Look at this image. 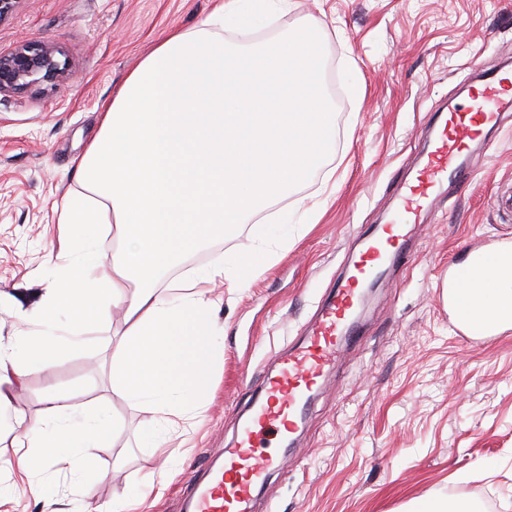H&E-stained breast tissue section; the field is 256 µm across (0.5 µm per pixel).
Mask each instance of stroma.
Listing matches in <instances>:
<instances>
[{
	"label": "stroma",
	"instance_id": "35a3bbf8",
	"mask_svg": "<svg viewBox=\"0 0 512 512\" xmlns=\"http://www.w3.org/2000/svg\"><path fill=\"white\" fill-rule=\"evenodd\" d=\"M252 30L266 40L322 20L323 66L338 78L328 99L335 152L291 197L249 216L225 239L183 256L176 278L222 253L274 249L270 225L296 199L322 203L318 223L288 225L289 246L260 276L225 299L224 359L203 422L163 451L138 429L152 414L110 397L112 322L88 328L80 355L27 375L0 412V457H14V415L38 424L53 393L105 405L119 425L114 447L96 449L90 495L52 471L19 477L17 512H41L62 493L79 512H110L116 487L140 499L137 512H186L189 478L205 476L280 355L298 344L319 303L344 277L352 254L395 208L420 161L435 113L462 102L478 70L512 65V0H289ZM216 0H21L0 22V52L41 41L69 62L65 79L0 99V343L39 330L37 305L55 288L61 229L55 209L78 191L76 164L96 135L102 105L151 50L158 35L208 15ZM360 96H353L351 82ZM471 180L444 186L424 215L408 261L388 264L345 344L337 367L308 404L286 463L258 494L256 512H408L429 496L470 502L478 512H512V331L464 337L442 299L451 268L472 252L512 242V107L466 159ZM183 459L175 474L165 456Z\"/></svg>",
	"mask_w": 512,
	"mask_h": 512
}]
</instances>
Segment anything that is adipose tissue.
<instances>
[{"instance_id":"1","label":"adipose tissue","mask_w":512,"mask_h":512,"mask_svg":"<svg viewBox=\"0 0 512 512\" xmlns=\"http://www.w3.org/2000/svg\"><path fill=\"white\" fill-rule=\"evenodd\" d=\"M269 2L223 0L192 27L162 34L105 103L78 166L82 191L58 211L75 258L41 306L44 333L0 347V408L21 378L83 351L86 329L112 308L122 328L112 336L109 391L152 412L140 429L146 443L165 447L169 426L203 416L224 357L220 288L240 285L243 272L262 274L275 255L219 257L167 285L163 271L287 198L334 152L338 135L321 92L327 47L317 24L262 44L225 41V25L249 29ZM103 224L116 231L108 253L92 240ZM465 266L464 287L444 289L449 307L466 310L463 328L483 336L512 330V243L473 252ZM62 308L69 317L60 335ZM117 434L104 409L55 394L42 426L23 428L19 465L29 474L55 467L84 482L92 449L113 447Z\"/></svg>"}]
</instances>
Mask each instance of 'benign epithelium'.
<instances>
[{
	"mask_svg": "<svg viewBox=\"0 0 512 512\" xmlns=\"http://www.w3.org/2000/svg\"><path fill=\"white\" fill-rule=\"evenodd\" d=\"M68 71L67 61L59 59V51L45 43H24L0 52V97H10L33 86L54 85Z\"/></svg>",
	"mask_w": 512,
	"mask_h": 512,
	"instance_id": "benign-epithelium-1",
	"label": "benign epithelium"
}]
</instances>
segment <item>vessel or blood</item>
I'll return each instance as SVG.
<instances>
[{"label":"vessel or blood","instance_id":"b4317fda","mask_svg":"<svg viewBox=\"0 0 512 512\" xmlns=\"http://www.w3.org/2000/svg\"><path fill=\"white\" fill-rule=\"evenodd\" d=\"M511 96L512 74L498 68L472 88L465 104L441 118L439 135L424 164L403 185L394 220L369 236L368 246L323 306L312 332L264 379L262 398L234 447L227 449L223 471L213 473L194 492L193 512H252L255 487L282 463L269 450L272 439L282 440L293 432L313 386L337 364L342 343L357 335L352 313L361 288L389 258L405 250L410 241L408 225L416 223L435 201L437 190L444 183L469 178L465 156L471 143L482 139L486 129L499 125L503 104Z\"/></svg>","mask_w":512,"mask_h":512}]
</instances>
